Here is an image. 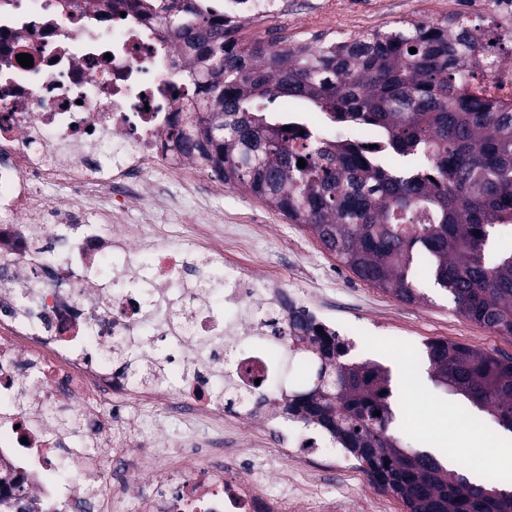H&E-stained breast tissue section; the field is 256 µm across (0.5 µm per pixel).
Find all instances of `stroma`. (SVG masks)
Instances as JSON below:
<instances>
[{
	"instance_id": "obj_1",
	"label": "stroma",
	"mask_w": 512,
	"mask_h": 512,
	"mask_svg": "<svg viewBox=\"0 0 512 512\" xmlns=\"http://www.w3.org/2000/svg\"><path fill=\"white\" fill-rule=\"evenodd\" d=\"M336 0H280V10L253 18L242 29L247 39L267 37L280 31L293 40L315 37H348L365 31L394 26L406 19L441 20L456 14L479 25L489 40V49L502 67L512 66V39L506 35L512 20L506 19L494 0H351L340 10ZM150 183L157 194L166 196L168 207L147 224L138 208L124 211L122 230L130 245L147 250L151 245L176 247L196 244L197 254L207 255L213 225L200 223L199 208L224 213V271L243 267L258 288L277 287L293 292L307 304L322 306L337 323L345 325V340L354 361L375 359L388 368L411 367L427 371L425 344L432 339L459 342L512 357V337L496 334L470 322L458 313L446 292L425 288L424 300L409 304L395 299L359 280L341 266L304 226L293 224L263 201L237 189L216 186L204 190L202 198L185 196L172 176L156 167ZM393 406L401 418L394 424L403 441L423 449L439 450L438 436L428 414L403 418L404 388L393 385ZM426 403L449 405L451 427L460 438L494 430V417L481 423H463L466 407L452 403L449 394L432 380H425ZM224 442L242 448L237 465L241 473L267 466L272 480L307 483L298 458L289 457L265 464L248 456L251 448H270L274 442L261 421L247 418L225 420ZM310 466L321 469L317 493L333 506V512H405L402 502L379 491L363 471L329 472L328 461L312 456Z\"/></svg>"
}]
</instances>
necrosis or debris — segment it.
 Returning a JSON list of instances; mask_svg holds the SVG:
<instances>
[{
  "instance_id": "obj_1",
  "label": "necrosis or debris",
  "mask_w": 512,
  "mask_h": 512,
  "mask_svg": "<svg viewBox=\"0 0 512 512\" xmlns=\"http://www.w3.org/2000/svg\"><path fill=\"white\" fill-rule=\"evenodd\" d=\"M183 37L143 0H0V473L15 471L37 512H91L107 492L99 455H121L137 512H303L295 489L266 473L229 475L223 448H187L179 460L116 428L90 391L130 395L190 424L222 421L212 371L190 341L222 338L234 353L236 391L275 386L288 338H265L246 314L257 291L233 278L216 310L205 288L182 311L172 345L163 300L180 299L191 248L124 243L111 225L115 195L141 200L153 164L180 175L194 157L175 147L189 93L178 64ZM31 55L32 66L17 57ZM62 241L63 252L49 250ZM137 348L154 364L176 351L179 383H134L113 351ZM66 411L75 433L52 422ZM78 447H71V440ZM154 475L151 492L138 483Z\"/></svg>"
}]
</instances>
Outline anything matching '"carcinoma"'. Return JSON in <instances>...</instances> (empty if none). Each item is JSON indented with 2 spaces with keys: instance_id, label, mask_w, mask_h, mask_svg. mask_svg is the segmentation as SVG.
<instances>
[{
  "instance_id": "carcinoma-1",
  "label": "carcinoma",
  "mask_w": 512,
  "mask_h": 512,
  "mask_svg": "<svg viewBox=\"0 0 512 512\" xmlns=\"http://www.w3.org/2000/svg\"><path fill=\"white\" fill-rule=\"evenodd\" d=\"M147 7L198 31L186 69L197 93L189 124L170 135L177 146L196 147L224 184L305 226L365 283L416 303L425 280L461 315L512 336V250L487 255L491 230L512 226V100L475 85L488 57L479 26L406 20L348 39L226 42L185 0ZM290 112H320L329 126L376 128L383 138L373 149L332 140L288 122ZM287 329L291 352L315 373L285 411L347 450L406 512H512V491L499 490L512 479L474 483L393 434L384 366L347 360L346 342L318 331L304 309L289 313ZM426 353L434 380L512 431L511 357L443 339ZM125 363L152 379L140 352Z\"/></svg>"
}]
</instances>
